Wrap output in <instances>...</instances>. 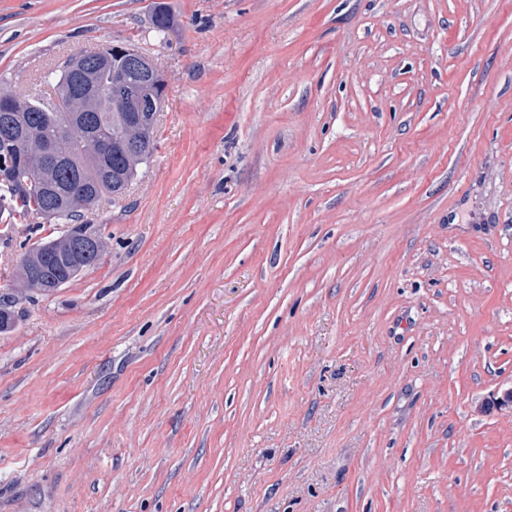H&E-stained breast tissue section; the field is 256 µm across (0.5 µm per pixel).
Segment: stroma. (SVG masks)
Wrapping results in <instances>:
<instances>
[{"mask_svg":"<svg viewBox=\"0 0 512 512\" xmlns=\"http://www.w3.org/2000/svg\"><path fill=\"white\" fill-rule=\"evenodd\" d=\"M106 43L157 146L0 333V512H512V0H0V88Z\"/></svg>","mask_w":512,"mask_h":512,"instance_id":"stroma-1","label":"stroma"}]
</instances>
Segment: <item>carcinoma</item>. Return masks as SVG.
I'll return each mask as SVG.
<instances>
[{
  "mask_svg": "<svg viewBox=\"0 0 512 512\" xmlns=\"http://www.w3.org/2000/svg\"><path fill=\"white\" fill-rule=\"evenodd\" d=\"M125 76L133 79L144 75L133 71L127 65V58H114L113 69L96 72L98 97L92 112H50L43 100L34 99L23 112H1L0 126L7 122L15 131H28L38 140H46L56 146L60 165L55 169L59 193L54 199L56 223L76 224L86 212L95 208L100 200L107 196L120 197L129 184L136 179L139 168L153 154L155 136H150L148 149L135 158L118 149L100 156L86 151L80 135L74 127L79 126L99 139L109 143L130 123V113L114 102L111 95L112 76ZM80 77L59 71L51 86L59 96L72 91ZM10 173L0 182V212L8 213L12 221H30L47 219V199L45 195L30 187L23 188L26 180L25 170L19 161L17 150L10 153ZM80 228H73L65 234L46 240L29 249L26 256L33 269L45 265V256L49 253L67 254L73 252L84 256L85 248L79 237ZM74 266L57 265L51 268L49 284L42 292L55 291L75 277ZM31 289L25 283L17 282V287L0 294V333L11 329L15 323L16 306L27 296Z\"/></svg>",
  "mask_w": 512,
  "mask_h": 512,
  "instance_id": "cac0c4a2",
  "label": "carcinoma"
}]
</instances>
